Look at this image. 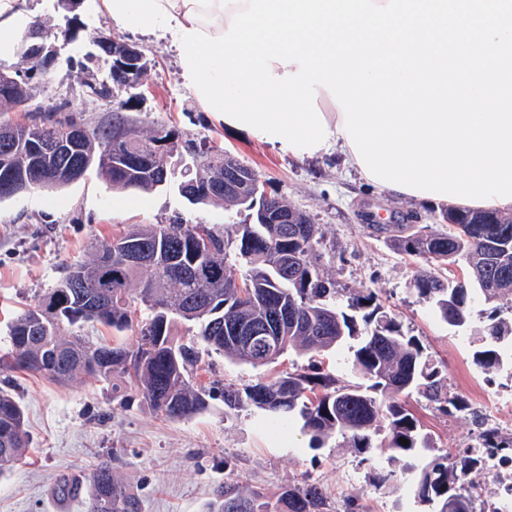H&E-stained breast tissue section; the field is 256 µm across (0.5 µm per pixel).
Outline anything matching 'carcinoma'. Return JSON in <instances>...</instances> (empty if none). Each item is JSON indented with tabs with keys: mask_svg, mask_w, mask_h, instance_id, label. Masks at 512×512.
Returning <instances> with one entry per match:
<instances>
[{
	"mask_svg": "<svg viewBox=\"0 0 512 512\" xmlns=\"http://www.w3.org/2000/svg\"><path fill=\"white\" fill-rule=\"evenodd\" d=\"M90 43L98 52L85 53L81 70L86 96L112 100L117 91H128L126 79L112 73L113 58L105 51L117 39L93 32ZM46 43L41 23H34L25 40V54L31 66L24 73L0 67V129L16 131V140L4 150L0 142V185L7 182L21 191L57 189L70 184L65 171L79 166L97 174L114 190L151 192L161 180L150 169L129 173V162L150 157L154 165L172 175L173 151L156 154V135L139 136L129 127V118L115 112L105 123L92 128L93 139L73 141L57 154L47 156L39 147L41 136L50 130L82 127L84 123L65 114L68 102L47 105L34 103L33 79L45 73L42 61L32 53L33 42ZM107 70L100 79L94 70ZM12 112H29L30 123L21 126ZM202 172L193 179L213 177L224 172L229 158L212 148ZM188 181L179 184L180 194L192 203L224 199L206 193H189ZM237 205L253 210L251 224L219 227L211 224H141L112 240L94 243L91 260L69 265L43 302L19 313L7 326V347L0 356V368L45 374L64 382L77 375L104 381L129 377L142 390L145 401L170 419H186L208 407L212 390L192 383L201 352L193 343H182L173 336L175 321L197 327V336L206 346L224 357L255 368L271 363L258 352L251 359L240 356L235 336L228 324L253 322L270 311L285 312L288 319L272 329L266 346L274 358L290 350L329 351L354 341L350 346L352 371L371 381L364 390L335 385L320 373L294 374L244 388L226 386L224 405L237 410L246 405L270 412L273 423L285 428L294 420L314 441L336 433L348 448L359 451L374 447L373 437L384 434L379 448L408 458L400 474L389 471L377 476L379 485L403 484L419 502L433 507L431 512H448L455 503L461 512H476L471 490L484 479L477 461L453 460L448 454L415 463L421 448H431L420 419L406 406L405 397L420 393L437 410L452 416L464 409L448 394L447 373L425 353L419 339L404 332L402 324L383 310L373 294L351 298L348 307H336V288L320 273L319 247L322 236L309 216L294 209L298 225L264 224L258 212L266 207L287 210L289 206L264 192ZM373 230L401 254L415 256L437 267L463 262V279L417 277L412 290L432 304L435 316L453 327L470 323L474 305L487 306L488 323L473 330L478 341L499 342L512 338V319L501 317L502 308L512 310V214L460 212L442 213V223L374 224ZM133 244L146 247L152 259L143 267L123 265L122 252ZM112 251V269L98 265L102 250ZM248 267L244 279L237 278L235 266L227 263V251ZM138 283L137 292L130 285ZM111 296L112 305L101 314L90 305L99 293ZM149 311L135 323L132 307ZM71 325L97 322L118 333L135 328L136 344L92 343L79 335L62 336L58 322ZM26 338L25 348L17 350V337ZM474 362L482 369L503 365L501 352L492 344H482L474 352ZM408 440L403 445L400 438ZM487 448L512 450V436L496 429L479 433ZM28 447L25 413L20 402L0 390V473L11 468ZM87 512H140L139 499L112 479L106 463L96 467L91 478ZM216 512H329L322 489L315 484L288 487L275 503L261 500L257 493H246L226 481L216 490Z\"/></svg>",
	"mask_w": 512,
	"mask_h": 512,
	"instance_id": "carcinoma-1",
	"label": "carcinoma"
}]
</instances>
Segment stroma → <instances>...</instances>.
Segmentation results:
<instances>
[{"mask_svg":"<svg viewBox=\"0 0 512 512\" xmlns=\"http://www.w3.org/2000/svg\"><path fill=\"white\" fill-rule=\"evenodd\" d=\"M78 39L55 40V63L37 82L36 98L75 104L74 116L94 127L111 115V103L87 97L78 62L90 51L89 34L113 33L112 25L85 10L77 12ZM137 45L148 69L126 111L142 133L174 130L179 151L204 145L254 168L266 194L304 211L322 234L321 269L334 280L336 303L374 293L385 311L417 336L433 360L444 363L450 392L464 402H483L504 427H512V363L484 370L473 362L469 330L436 319L430 303L410 290L426 262L395 252L368 226L381 214L389 224H435L440 210L395 200L358 180L339 161L299 160L224 129L182 86L178 54L150 34L122 33ZM247 224L245 209L229 204H193L176 185L145 193L112 190L96 171L57 190L35 189L0 201V337L24 308L37 305L53 288L65 265L85 260L97 239L117 237L136 224ZM347 348L323 353L289 351L274 363L255 368L223 355L203 354L193 375L196 385L239 388L297 373L322 372L341 383L366 386L361 375L343 368ZM0 389L21 402L27 415L29 445L19 463L0 473V512H86L84 499L58 501L53 490L65 479L89 481L99 463L112 467L115 480L137 494L141 512H212L224 481L276 498L282 488L320 486L333 512L355 499L370 512H427L407 492L376 485L377 473L400 470L380 451L358 453L340 436L313 441L299 425L278 432L269 412L253 406L228 410L222 398L189 419L163 417L143 400L130 380L112 384L87 376L66 383L0 369ZM435 447H461L475 437L476 418L448 417L419 396L408 400Z\"/></svg>","mask_w":512,"mask_h":512,"instance_id":"35a3bbf8","label":"stroma"}]
</instances>
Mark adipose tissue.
Instances as JSON below:
<instances>
[{"mask_svg":"<svg viewBox=\"0 0 512 512\" xmlns=\"http://www.w3.org/2000/svg\"><path fill=\"white\" fill-rule=\"evenodd\" d=\"M186 29H199L216 37L226 32L234 13L248 11L250 0H159ZM35 20L32 12L21 7L19 0H0V59L13 57L26 32ZM317 105L331 131L316 158L338 156L343 166L358 170L357 159L342 131L344 115L327 90H320Z\"/></svg>","mask_w":512,"mask_h":512,"instance_id":"ef3b65f1","label":"adipose tissue"}]
</instances>
